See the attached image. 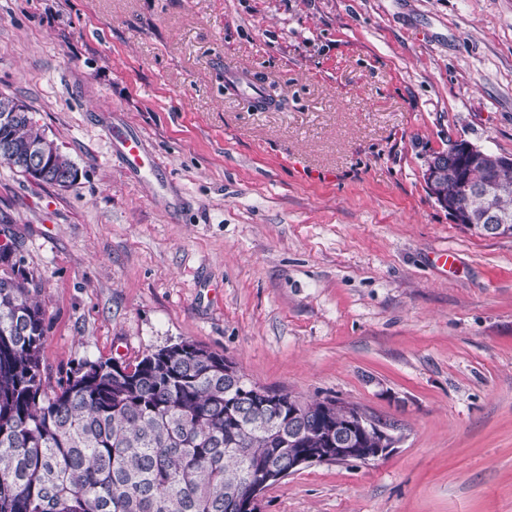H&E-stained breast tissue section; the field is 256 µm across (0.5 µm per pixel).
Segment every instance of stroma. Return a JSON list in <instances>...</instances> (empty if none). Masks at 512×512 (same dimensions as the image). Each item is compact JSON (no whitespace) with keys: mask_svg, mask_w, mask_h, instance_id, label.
Wrapping results in <instances>:
<instances>
[{"mask_svg":"<svg viewBox=\"0 0 512 512\" xmlns=\"http://www.w3.org/2000/svg\"><path fill=\"white\" fill-rule=\"evenodd\" d=\"M0 94L78 170L0 161L49 383L194 341L398 427L386 459L309 466L260 512H512V237L424 180L454 138L512 155V0H0ZM111 122L158 174L128 172Z\"/></svg>","mask_w":512,"mask_h":512,"instance_id":"35a3bbf8","label":"stroma"}]
</instances>
